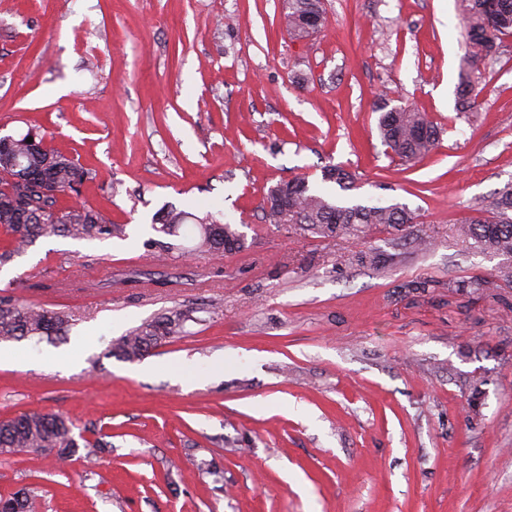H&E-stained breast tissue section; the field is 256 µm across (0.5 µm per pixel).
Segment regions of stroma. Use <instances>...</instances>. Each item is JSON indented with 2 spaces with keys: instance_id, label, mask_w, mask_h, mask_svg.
<instances>
[{
  "instance_id": "obj_1",
  "label": "stroma",
  "mask_w": 512,
  "mask_h": 512,
  "mask_svg": "<svg viewBox=\"0 0 512 512\" xmlns=\"http://www.w3.org/2000/svg\"><path fill=\"white\" fill-rule=\"evenodd\" d=\"M323 3L297 40L279 0H0V136L37 128L88 173L59 206L127 233L43 237L0 267V297L70 315L66 335L0 347V421L60 413L86 440L69 461L0 455V495L31 512H512V287L457 234L512 182V37L464 112L462 0ZM385 106L427 113L436 148L389 152ZM328 165L355 189L324 184ZM299 176L419 221L359 242L268 223V188ZM169 207L223 211L244 249L192 253L188 223L186 254L157 258ZM172 310L182 336L107 355Z\"/></svg>"
}]
</instances>
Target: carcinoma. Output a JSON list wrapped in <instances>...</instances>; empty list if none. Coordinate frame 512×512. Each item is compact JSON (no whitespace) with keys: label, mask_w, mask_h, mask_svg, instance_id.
<instances>
[{"label":"carcinoma","mask_w":512,"mask_h":512,"mask_svg":"<svg viewBox=\"0 0 512 512\" xmlns=\"http://www.w3.org/2000/svg\"><path fill=\"white\" fill-rule=\"evenodd\" d=\"M464 24L472 51L467 68L480 70L496 41L512 36V0H466ZM288 30L296 39L310 21L323 28L326 23L321 0H282ZM380 135L384 144L406 162L430 153L438 133L429 117L410 107L391 109L381 116ZM33 130L0 144V234L8 238L0 247V267L21 255L42 237L63 235L72 239L108 241L125 236L122 224H113L100 212L85 206L58 207L57 195L79 192L86 171L65 153L53 148H36L27 142ZM323 178L342 190L355 188L353 175L340 167L327 169ZM279 196L278 210L266 212L271 224H295L319 238L345 237L359 240L371 227L401 231L417 223V215L402 203L386 206L343 204L309 186L303 177L276 184L267 196ZM194 221L192 252L233 254L244 248V235L236 225L222 224L207 212L201 216L173 207L155 218L156 231L176 236L186 220ZM463 241L501 259L506 270L498 279L512 285V183L495 193L491 216L469 218L457 228ZM187 315L178 310L146 320L128 333L110 341L108 355L126 361L142 359L149 351L184 333ZM69 326L68 316L43 305H27L11 298L0 299V343L60 334ZM79 447L74 424L57 413L25 412L0 421V453L19 455L55 451L68 457ZM3 512H28L29 499L14 493L0 496Z\"/></svg>","instance_id":"cac0c4a2"}]
</instances>
